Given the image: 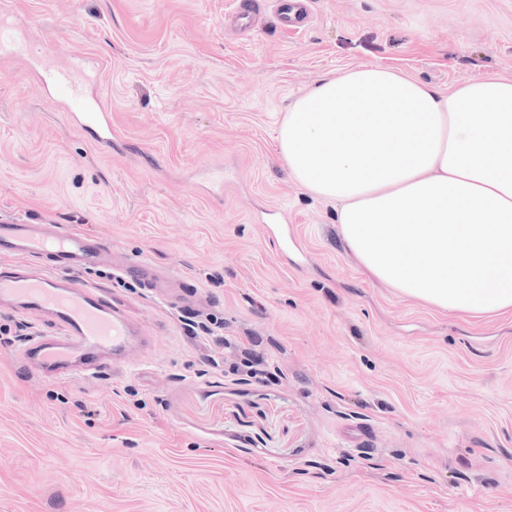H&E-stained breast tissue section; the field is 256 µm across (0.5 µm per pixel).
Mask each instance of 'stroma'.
<instances>
[{
  "instance_id": "obj_1",
  "label": "stroma",
  "mask_w": 512,
  "mask_h": 512,
  "mask_svg": "<svg viewBox=\"0 0 512 512\" xmlns=\"http://www.w3.org/2000/svg\"><path fill=\"white\" fill-rule=\"evenodd\" d=\"M97 72L99 150L0 59V220L70 224L179 273L277 382L220 368L111 269L153 349L99 379L20 370L0 335V512H512V315L404 299L341 239L333 204L277 151L289 102L329 72L387 66L441 88L512 76V0H10ZM306 0H282L280 3V18L288 27H297L302 24L303 17L307 13Z\"/></svg>"
}]
</instances>
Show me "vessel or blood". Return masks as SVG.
Returning <instances> with one entry per match:
<instances>
[{
    "mask_svg": "<svg viewBox=\"0 0 512 512\" xmlns=\"http://www.w3.org/2000/svg\"><path fill=\"white\" fill-rule=\"evenodd\" d=\"M305 0H282L284 25L299 26ZM0 58L23 61L40 73L52 101L73 123L94 131L103 148L112 145L109 112L89 90L96 74L86 72L82 58L54 45L38 43L24 32L12 12L0 10ZM0 308L32 315L53 325L51 335L23 341L16 353L19 367L48 382L89 379L126 366L133 351L151 349L156 332L138 321L103 288L76 279V272L112 267L176 306L174 277L147 259L118 258L101 238L67 224L0 221Z\"/></svg>",
    "mask_w": 512,
    "mask_h": 512,
    "instance_id": "obj_1",
    "label": "vessel or blood"
}]
</instances>
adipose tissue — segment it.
I'll return each mask as SVG.
<instances>
[{"label":"adipose tissue","instance_id":"adipose-tissue-1","mask_svg":"<svg viewBox=\"0 0 512 512\" xmlns=\"http://www.w3.org/2000/svg\"><path fill=\"white\" fill-rule=\"evenodd\" d=\"M277 142L377 279L443 312H512V77L442 89L383 66L327 74Z\"/></svg>","mask_w":512,"mask_h":512}]
</instances>
